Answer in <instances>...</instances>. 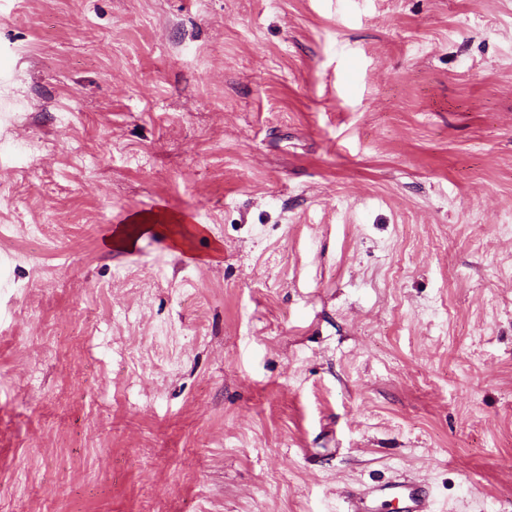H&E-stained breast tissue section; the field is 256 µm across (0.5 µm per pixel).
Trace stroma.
<instances>
[{
    "label": "stroma",
    "instance_id": "obj_1",
    "mask_svg": "<svg viewBox=\"0 0 512 512\" xmlns=\"http://www.w3.org/2000/svg\"><path fill=\"white\" fill-rule=\"evenodd\" d=\"M506 224L512 0H0V512H512ZM161 220L164 217L156 214L134 216L130 224H122L113 231L107 244L110 249L132 250L140 238L153 230L155 223ZM401 499L403 512H431L428 495L419 483L394 481L372 489L350 490L347 493V512H369L374 498Z\"/></svg>",
    "mask_w": 512,
    "mask_h": 512
}]
</instances>
